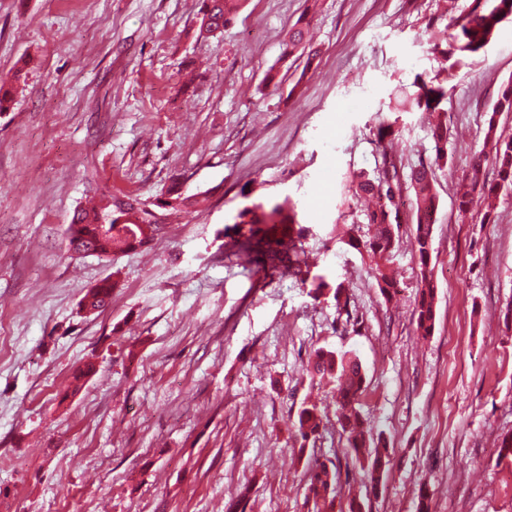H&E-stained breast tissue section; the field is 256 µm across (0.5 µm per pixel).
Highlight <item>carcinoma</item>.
Wrapping results in <instances>:
<instances>
[{
	"label": "carcinoma",
	"mask_w": 512,
	"mask_h": 512,
	"mask_svg": "<svg viewBox=\"0 0 512 512\" xmlns=\"http://www.w3.org/2000/svg\"><path fill=\"white\" fill-rule=\"evenodd\" d=\"M237 9L235 0H202L197 33L201 37L213 36L224 30ZM512 16V0H475L467 12L449 18V47L434 45L433 50L441 54L458 53L472 56L480 53L491 42L503 19ZM306 28L295 25L288 32L284 57L292 56L299 49H306ZM448 76L436 75L430 80L415 77L417 91L409 98L406 107L425 111L441 112L446 99L445 83ZM501 112H512V81L508 82L493 107L486 130L489 151L477 155L472 164L471 177L461 184L459 206L468 205L473 196L494 190L480 178V171L486 162H491L497 172V186L512 187V137L497 133V116ZM436 147V162L444 160L441 144L448 140V127L438 122L432 130ZM401 174L397 163L383 154V166L371 176L360 172L353 176L351 190L356 197L374 200V208L365 214L371 226V233L364 239L345 233L342 242L358 251L365 250L376 259L374 278L381 296L390 300L399 288L397 274L389 265V254L394 247L400 227L396 207V192L401 189ZM407 188L413 194L415 233L413 245L419 261V286L415 298L414 319L416 330L424 336L435 329V286L430 269V251L438 196L433 184L431 166L421 163L407 175ZM164 203L178 212L193 205L196 196L187 195L181 184L174 180L164 191ZM159 230L153 222V213L140 207L133 212L128 224L112 221V210L101 203L74 211L67 228L68 247L89 251L99 256H110L116 252L135 251L143 242H152ZM233 230L239 252L265 270L285 272L303 286H310L314 298L331 292L333 299L340 301L342 285L331 287L322 275H311L309 267L301 259L304 253L301 241L307 228L298 225L297 212L288 201L265 204L254 203L239 209L234 217ZM118 282L105 280L85 293L81 304L88 308V314L103 312L112 304V292ZM308 373L321 379L330 378L336 382V418L353 460L359 462L367 475L369 493L381 489L384 475L390 465L387 448L366 452L369 447L370 428L364 420L359 401L364 391L362 366L354 357L338 355L332 350L319 347L313 350ZM322 418L315 407L300 410L295 424L306 449L309 441L319 438ZM307 498L314 501L318 512H365V504L355 496H349L346 505L336 508V484L339 471L331 459H313L306 470Z\"/></svg>",
	"instance_id": "cac0c4a2"
}]
</instances>
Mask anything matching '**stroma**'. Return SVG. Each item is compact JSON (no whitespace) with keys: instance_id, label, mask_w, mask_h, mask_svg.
Segmentation results:
<instances>
[{"instance_id":"obj_1","label":"stroma","mask_w":512,"mask_h":512,"mask_svg":"<svg viewBox=\"0 0 512 512\" xmlns=\"http://www.w3.org/2000/svg\"><path fill=\"white\" fill-rule=\"evenodd\" d=\"M200 0H0V77L33 66L0 109V512H316L294 428L312 401L333 413L335 386L306 372L313 349L362 364L360 410L392 448L368 512H512V190L495 210L459 211L456 185L481 150L487 115L512 81V19L471 64L448 72L445 166L431 268L436 324L414 321L418 260L412 196L390 255L400 280L380 295L348 190L383 155L403 170L434 162L427 113L401 111L416 75L443 67L441 0H242L222 34L196 37ZM308 16L319 54L286 58ZM287 71L264 84L269 69ZM396 138L378 143L380 118ZM207 192L163 211L146 248L73 257L74 210L102 196L152 204L172 181ZM288 199L308 227L316 274L347 303L317 300L265 271L224 234L235 211ZM117 277L112 304L79 312ZM358 316V323L347 320ZM95 374L66 395L86 361ZM319 455L339 470V500L365 480L338 428ZM117 281L105 280L93 286L83 296L80 307L88 308V315L102 313L112 304V292L117 288Z\"/></svg>"}]
</instances>
